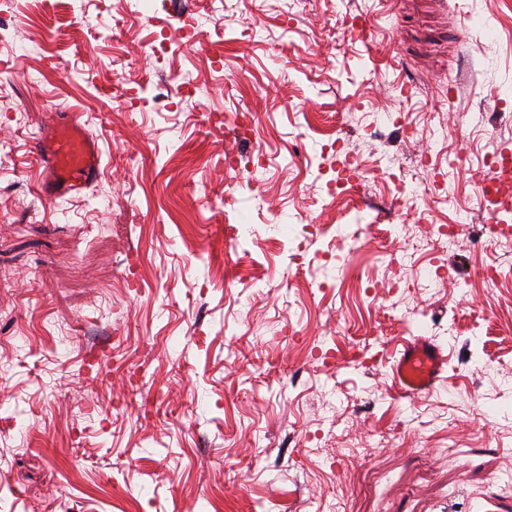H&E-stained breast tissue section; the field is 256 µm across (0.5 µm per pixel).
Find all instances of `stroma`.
<instances>
[{
	"label": "stroma",
	"instance_id": "35a3bbf8",
	"mask_svg": "<svg viewBox=\"0 0 512 512\" xmlns=\"http://www.w3.org/2000/svg\"><path fill=\"white\" fill-rule=\"evenodd\" d=\"M145 2L0 8V512H512V245L491 283L479 237L512 10ZM60 105L104 168L48 200L30 144ZM385 152L450 169L453 206L373 176ZM350 156L368 180L324 206ZM451 223L453 251L391 263ZM414 333L448 372L405 400Z\"/></svg>",
	"mask_w": 512,
	"mask_h": 512
}]
</instances>
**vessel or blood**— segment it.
Segmentation results:
<instances>
[{"label":"vessel or blood","instance_id":"vessel-or-blood-1","mask_svg":"<svg viewBox=\"0 0 512 512\" xmlns=\"http://www.w3.org/2000/svg\"><path fill=\"white\" fill-rule=\"evenodd\" d=\"M44 166L41 194L49 199L80 193L98 182L101 150L81 112L57 108L49 125L32 143ZM448 357L432 339L413 335L405 339L393 369L392 385L403 399H414L435 391L444 378Z\"/></svg>","mask_w":512,"mask_h":512}]
</instances>
